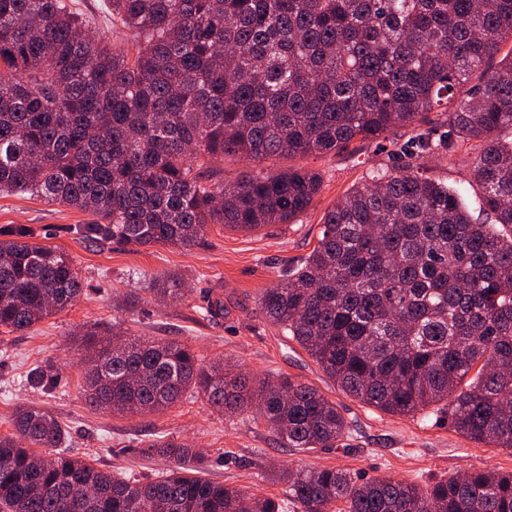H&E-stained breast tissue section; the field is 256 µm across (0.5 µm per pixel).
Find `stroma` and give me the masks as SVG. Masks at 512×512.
Wrapping results in <instances>:
<instances>
[{"mask_svg": "<svg viewBox=\"0 0 512 512\" xmlns=\"http://www.w3.org/2000/svg\"><path fill=\"white\" fill-rule=\"evenodd\" d=\"M398 163L390 149L372 142L339 154L263 162L266 170L298 167L320 174L321 189L298 221L253 231L212 224L203 239L183 248L91 243L80 233L81 225L93 222L90 213L27 194H0V228L26 227L31 242L65 252L84 284L72 307L27 331L0 328V436L14 434L12 415L18 405L35 403L65 426L68 453L97 467L155 478L170 463L147 457L144 450L150 439L162 436L206 454L203 478L277 498L284 493L283 485L258 477L259 465L334 467L360 478L391 477L418 485L471 469L512 471V449L471 441L447 418L389 415L342 393L259 306L261 292L277 283L283 268L316 244L327 210L352 186L363 183L371 170ZM420 163L429 175L459 189L468 205H475L476 192L466 182V151L451 158L429 155ZM173 272L184 278V299L156 301L147 289L150 279ZM128 293L139 295L138 306L118 311L116 302ZM116 321L135 337H172L187 343L204 362L240 365L251 386L258 377L278 375L313 386L336 404L350 432L332 447L300 451L282 447L250 414L224 416L196 394L144 416L90 407L83 394L86 349L81 333L93 325L107 332ZM37 366L55 375L51 389L26 383Z\"/></svg>", "mask_w": 512, "mask_h": 512, "instance_id": "stroma-1", "label": "stroma"}]
</instances>
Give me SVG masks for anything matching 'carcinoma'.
Here are the masks:
<instances>
[{"label": "carcinoma", "mask_w": 512, "mask_h": 512, "mask_svg": "<svg viewBox=\"0 0 512 512\" xmlns=\"http://www.w3.org/2000/svg\"><path fill=\"white\" fill-rule=\"evenodd\" d=\"M117 45L67 0H0V192L89 212L90 242L187 247L211 224H289L320 190L300 168L212 180L229 154L253 162L338 153L404 128L407 158L349 189L320 238L259 305L347 395L394 415L446 416L512 449V0H109ZM478 84L468 86L472 76ZM474 144L475 217L413 161ZM0 229V327L23 332L75 304L64 252ZM184 280L154 278L170 300ZM86 402L162 412L187 392L249 411L285 448H330L349 426L288 376L251 389L175 338L112 339L85 357ZM0 437V512H512V472L473 470L423 486L336 468L277 471L285 498L188 475L193 448L153 439L175 462L153 480L64 455L66 429L18 407Z\"/></svg>", "instance_id": "carcinoma-1"}]
</instances>
